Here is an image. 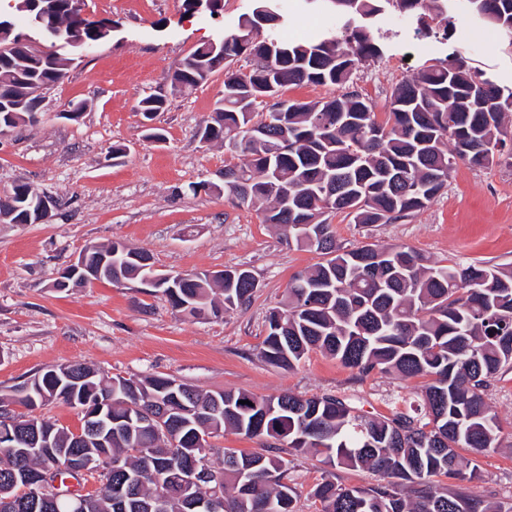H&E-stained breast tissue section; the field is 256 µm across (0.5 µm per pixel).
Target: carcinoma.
Masks as SVG:
<instances>
[{
  "instance_id": "cac0c4a2",
  "label": "carcinoma",
  "mask_w": 512,
  "mask_h": 512,
  "mask_svg": "<svg viewBox=\"0 0 512 512\" xmlns=\"http://www.w3.org/2000/svg\"><path fill=\"white\" fill-rule=\"evenodd\" d=\"M330 9L342 21L331 36L288 44L259 28H236L219 42L197 47L170 75L171 88L193 89L224 70V105L201 128L200 140L224 142L238 163L224 165V196L256 209L264 224L323 256L295 276L288 295L267 318L261 355L291 368L312 350L336 359L361 376L374 371L427 380L422 408L372 417L334 396L292 394L257 397L244 391L202 392L172 377L133 380L105 377L71 364L12 387L0 398V512H71L68 479H77L67 456L108 454L125 471L101 475V491L78 512H115L110 483L126 475L140 486L125 512H188L175 479L186 475L194 455L209 460L213 446L201 435L230 429L247 438L268 437L307 454L327 468H369L379 483L345 487L325 479L313 489L320 512H512L491 498L471 495L464 482L476 478L466 449L482 454L499 447L500 427L485 391L512 366V266L431 262L409 246L366 244L345 250L336 243L329 216L344 213L356 224H390L424 209L447 186L457 162L485 167L512 160V88L471 67L461 51L434 57L412 79L399 82L388 112L379 118L373 101L355 89L358 69L383 56V48L356 19L388 8L418 13L419 30L449 35L454 12L497 28L512 46V0H304ZM74 0H41L62 23ZM10 17L0 14V135L34 124L33 84L54 86L75 58L31 55L18 44ZM253 61L241 72L240 55ZM333 85L343 92L324 102L293 100L288 111L256 115L258 96L281 97L298 84ZM166 99L150 95L137 110L146 120ZM8 222L26 224L40 195L25 183L12 189ZM87 265L104 264L103 280H144L152 264L142 250L120 243L84 249ZM224 292L216 305L215 286ZM172 308L193 319L233 311L251 302L255 279L246 270L221 278L186 274L178 285L155 286ZM252 405L245 404V401ZM54 401L73 409L102 410L106 432L86 442L38 415L1 419L3 405L29 413ZM165 407L164 428L136 423L141 411ZM55 469L60 487L24 484V477ZM288 460L269 449H224V512H295L284 482ZM461 482L440 492L436 478Z\"/></svg>"
}]
</instances>
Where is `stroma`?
Segmentation results:
<instances>
[{
    "label": "stroma",
    "instance_id": "1",
    "mask_svg": "<svg viewBox=\"0 0 512 512\" xmlns=\"http://www.w3.org/2000/svg\"><path fill=\"white\" fill-rule=\"evenodd\" d=\"M253 7V0H224L218 15L188 16L180 0H85L88 18L111 22L110 36L53 87L36 124L0 136V198L25 183L60 199L49 222L0 223V395L47 370L84 363L111 376H171L203 391L332 395L385 416L414 401L417 379L361 376L317 350L291 370L259 355L270 310L285 299L292 277L322 257L216 190L230 155L223 143L201 142L199 130L223 96V72L185 92L171 91L169 82L184 57L222 40ZM334 24L332 15L296 5L277 33L282 41L302 42ZM373 28L384 55L360 67L356 87L377 112H386L393 85L467 37L471 65L512 86V46L492 26L457 21L451 38L430 48L399 13L385 11ZM159 93L167 95V106L145 122L137 104ZM76 102L86 106L81 118H61ZM116 147L123 148L121 157H113ZM330 222L337 244L348 249L405 245L434 261L512 265V166L457 163L432 203L390 224H357L342 213ZM111 242L146 251L163 271L248 270L257 284L252 302L193 320L136 280L56 288L82 250ZM486 401L502 428L501 445L474 456L478 477L468 490L511 506L512 369L493 382ZM325 478L346 487L379 480L367 469L326 470L310 456H290L287 483L296 512H319L312 491Z\"/></svg>",
    "mask_w": 512,
    "mask_h": 512
}]
</instances>
